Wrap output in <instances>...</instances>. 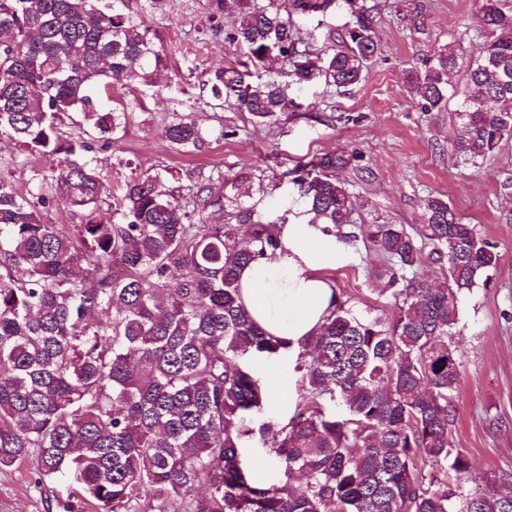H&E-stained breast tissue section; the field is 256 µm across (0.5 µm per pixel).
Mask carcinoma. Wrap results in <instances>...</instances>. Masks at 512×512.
I'll use <instances>...</instances> for the list:
<instances>
[{
    "label": "carcinoma",
    "mask_w": 512,
    "mask_h": 512,
    "mask_svg": "<svg viewBox=\"0 0 512 512\" xmlns=\"http://www.w3.org/2000/svg\"><path fill=\"white\" fill-rule=\"evenodd\" d=\"M333 0H208L210 15H236L225 39L245 61L206 75L213 101L267 123L297 107L290 80L328 86L360 81L378 52L373 17L358 0L339 41L299 60L298 12ZM482 4L491 36L477 48L456 109V151L475 162L512 138V15ZM288 73L260 72L270 55ZM449 44L410 73L424 111L448 102ZM165 56L127 0H0V136L39 154L49 169L21 194L0 179V466L36 456L41 476L71 480L99 512H512V471L471 484L470 457L456 448L454 393L460 364L448 338L459 299L479 286L499 255L448 202L430 197L425 223L370 224L365 237L390 264L397 307L385 321L342 304L300 343L305 395L285 424L265 426L281 484L254 481L243 456L246 419L267 401L249 354L279 355L288 342L251 317L239 270L278 248L260 201L241 199L240 177L224 191L201 181L183 201L159 172L125 181L112 197L92 147L64 139L74 111L101 136L126 112L94 103L97 86H156ZM213 135L184 117L165 129L180 149ZM355 154H324L293 178L314 223L333 233L350 223L351 196L338 171ZM55 202L85 212L51 224ZM231 207L238 228L205 224ZM429 259L444 288L408 278Z\"/></svg>",
    "instance_id": "cac0c4a2"
}]
</instances>
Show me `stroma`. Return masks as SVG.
Segmentation results:
<instances>
[{
    "instance_id": "obj_1",
    "label": "stroma",
    "mask_w": 512,
    "mask_h": 512,
    "mask_svg": "<svg viewBox=\"0 0 512 512\" xmlns=\"http://www.w3.org/2000/svg\"><path fill=\"white\" fill-rule=\"evenodd\" d=\"M375 18L379 51L361 81L335 90L321 82L292 85L303 108L259 124L231 105L212 107L203 89L206 72L240 58L235 46L217 34L229 18L211 17L208 0H159L143 20L162 47L167 63L152 87L113 85L108 108H123L127 121L111 138L89 136L98 167L118 186L141 172L161 171L183 198L211 179L214 188L240 173L262 175L272 188L261 203L267 221L279 224L298 217L305 202L290 172L297 164L327 153L356 154L341 171L352 195L350 224L338 240L341 256L325 274L340 303L359 313L392 319L396 307L386 290V261L361 238L370 224L423 223L424 201L447 200L464 223L476 225L494 244L499 262L486 284L464 294L457 334L451 344L460 363L455 392L456 447L471 460L470 478L483 483L512 469V139L487 160L472 163L455 150V110L476 48L489 34L479 0H366ZM349 19L345 0H335L325 15H295L308 54L330 45ZM462 46L458 67L448 76L450 100L439 112L422 111L406 79L423 71L426 58L444 45ZM189 116L201 127L224 131L203 151L185 152L169 143L163 130L176 117ZM17 146L0 137V176L17 191L28 190L48 161L29 159L14 165ZM290 401L266 404L247 426L246 464L277 479V467L262 436L269 423H286L293 401L303 396L302 373L284 368ZM70 484L39 478L36 458L0 467V512H57L58 499Z\"/></svg>"
}]
</instances>
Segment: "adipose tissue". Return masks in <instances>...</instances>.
Returning a JSON list of instances; mask_svg holds the SVG:
<instances>
[{"label":"adipose tissue","mask_w":512,"mask_h":512,"mask_svg":"<svg viewBox=\"0 0 512 512\" xmlns=\"http://www.w3.org/2000/svg\"><path fill=\"white\" fill-rule=\"evenodd\" d=\"M275 232L283 253L243 268L239 288L253 319L269 334L288 340L293 361L300 342L318 332L338 301L323 275L335 265L338 248L308 213L300 223L277 225Z\"/></svg>","instance_id":"adipose-tissue-1"}]
</instances>
